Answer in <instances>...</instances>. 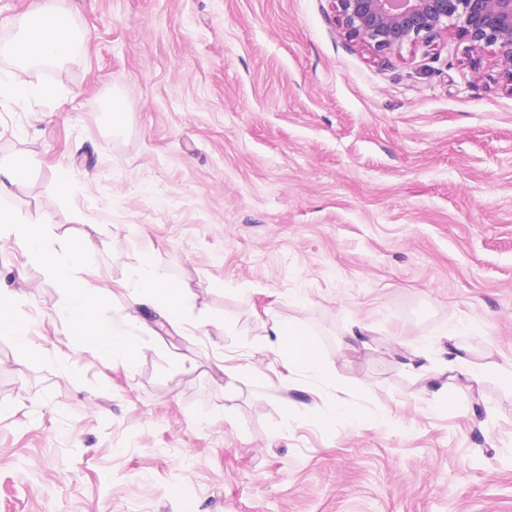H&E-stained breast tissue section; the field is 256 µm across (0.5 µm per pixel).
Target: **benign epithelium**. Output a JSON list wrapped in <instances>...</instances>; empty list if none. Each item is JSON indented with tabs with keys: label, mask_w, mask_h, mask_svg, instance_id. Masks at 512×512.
I'll return each mask as SVG.
<instances>
[{
	"label": "benign epithelium",
	"mask_w": 512,
	"mask_h": 512,
	"mask_svg": "<svg viewBox=\"0 0 512 512\" xmlns=\"http://www.w3.org/2000/svg\"><path fill=\"white\" fill-rule=\"evenodd\" d=\"M343 35L377 56L430 46L453 28L480 52L494 48L512 82V0H332Z\"/></svg>",
	"instance_id": "1"
}]
</instances>
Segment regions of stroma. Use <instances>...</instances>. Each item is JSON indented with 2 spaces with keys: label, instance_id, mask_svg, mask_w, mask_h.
Masks as SVG:
<instances>
[{
  "label": "stroma",
  "instance_id": "35a3bbf8",
  "mask_svg": "<svg viewBox=\"0 0 512 512\" xmlns=\"http://www.w3.org/2000/svg\"><path fill=\"white\" fill-rule=\"evenodd\" d=\"M56 5L85 41L31 69L51 95L0 104V156L30 164L7 206L92 235L80 276L108 312L147 247L191 293L178 326L139 310L128 370L72 346L59 289L0 252L31 336L0 335V512H512V391L464 380L439 413L403 366L455 328L466 357L512 366V82L492 51L452 32L376 57L331 0ZM274 317L306 322L324 378L254 352ZM334 398L365 422L318 426Z\"/></svg>",
  "mask_w": 512,
  "mask_h": 512
}]
</instances>
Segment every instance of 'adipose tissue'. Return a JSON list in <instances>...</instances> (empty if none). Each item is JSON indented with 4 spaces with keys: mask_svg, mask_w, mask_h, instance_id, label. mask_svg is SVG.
<instances>
[{
    "mask_svg": "<svg viewBox=\"0 0 512 512\" xmlns=\"http://www.w3.org/2000/svg\"><path fill=\"white\" fill-rule=\"evenodd\" d=\"M8 25L15 35L11 42L0 46V52L14 58L16 67L0 76V102L35 94L36 89L28 80L29 67L43 59L55 64L64 63L81 40L68 15L47 4L9 20ZM27 176L26 161L0 157V242L14 240L29 261L59 287L62 301L57 315L71 344L80 349H95L113 363L134 366L136 309L148 306L167 323H183L184 304L190 292L188 285L159 276L154 254L145 252L125 282L130 313L106 318L107 294L78 277L96 252L91 235L56 244L52 241L49 224L21 217L4 208V200L12 197L16 188L26 182ZM0 334L11 337L19 350H27L30 346L19 294L8 289L0 290ZM260 350L287 363L293 371L314 378L324 377L330 364L329 357L300 320H272ZM405 366L413 375L422 378L430 377L438 366L448 372V380L432 393L433 407L439 412L446 408L448 395L455 389L454 381L461 375L468 378L495 376L512 390L511 370L491 362L469 363L452 348L448 349L442 364H435L429 354L422 352L408 356Z\"/></svg>",
    "mask_w": 512,
    "mask_h": 512,
    "instance_id": "1",
    "label": "adipose tissue"
}]
</instances>
